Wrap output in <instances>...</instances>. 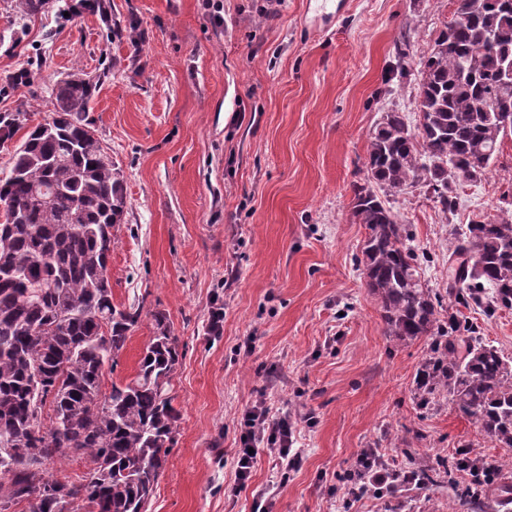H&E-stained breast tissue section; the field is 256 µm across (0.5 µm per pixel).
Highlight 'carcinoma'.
<instances>
[{
    "label": "carcinoma",
    "mask_w": 512,
    "mask_h": 512,
    "mask_svg": "<svg viewBox=\"0 0 512 512\" xmlns=\"http://www.w3.org/2000/svg\"><path fill=\"white\" fill-rule=\"evenodd\" d=\"M20 18L56 10L97 15L107 37L137 41L135 25L112 18V0H16ZM451 20L417 75L412 130L390 110L369 140L365 183L353 186L352 213L365 225L363 274L377 297L385 335L397 342L430 336L415 398L445 400L503 448H512V358L476 338L460 340L454 315L421 281L398 215L375 187L399 191L422 181L446 212L453 184L477 181L512 135V5L455 0ZM100 78L74 67L54 81L51 119L0 112V146L25 130L0 172V512H66L75 497L86 512H147L179 413L169 396L182 354L167 316L152 314L154 336L130 379L103 390L140 309L112 301L113 230L127 208L124 181L87 118ZM448 296L512 308V216L477 215L448 255ZM85 459L76 480L52 473L61 453ZM415 487L448 475V463L414 471ZM512 500V487L486 484L460 498L466 512Z\"/></svg>",
    "instance_id": "obj_1"
}]
</instances>
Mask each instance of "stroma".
I'll return each instance as SVG.
<instances>
[{"mask_svg":"<svg viewBox=\"0 0 512 512\" xmlns=\"http://www.w3.org/2000/svg\"><path fill=\"white\" fill-rule=\"evenodd\" d=\"M112 0L139 46L107 41L98 17L45 13L17 24L0 0V112L49 118L50 87L76 66L102 75L89 119L124 174L127 209L109 263L114 304L140 309L115 378L132 376L166 313L182 352L171 396L177 442L148 512H385L341 481L365 448L408 470L499 447L448 402L419 406L430 338L395 344L358 262L352 215L369 137L383 112L415 124V77L453 0ZM408 45L398 59L399 42ZM406 77H399L398 67ZM27 84L9 86L20 69ZM444 212L424 183L382 192L420 257L422 280L474 335L512 356V309L448 302V255L477 214L512 204V137ZM223 308L221 335L207 324ZM298 423L288 471L261 458L234 490L243 412L259 400Z\"/></svg>","mask_w":512,"mask_h":512,"instance_id":"35a3bbf8","label":"stroma"}]
</instances>
